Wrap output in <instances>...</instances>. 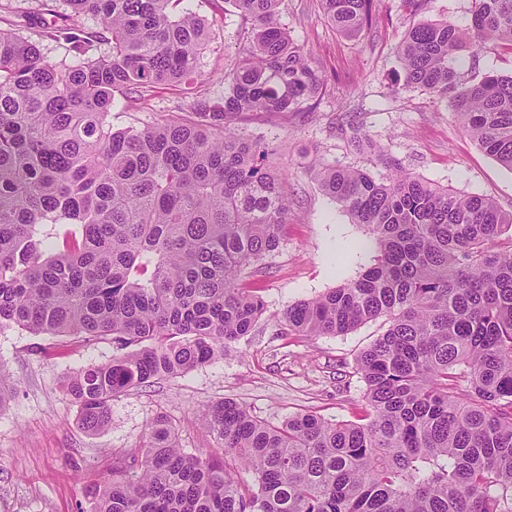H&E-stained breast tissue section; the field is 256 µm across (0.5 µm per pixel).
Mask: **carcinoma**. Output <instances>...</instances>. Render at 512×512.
<instances>
[{"label":"carcinoma","instance_id":"1","mask_svg":"<svg viewBox=\"0 0 512 512\" xmlns=\"http://www.w3.org/2000/svg\"><path fill=\"white\" fill-rule=\"evenodd\" d=\"M67 2L72 15L43 37L68 43L69 61L0 29V330L112 345L66 383L81 429L97 433L113 400L224 357L263 314L243 279L285 235L288 173L235 123L295 112L323 80L278 24L282 0H225L250 36L224 99L185 122L115 129L116 92L199 76L208 25L174 11L182 0ZM319 2L348 37L371 20L373 0ZM95 42L109 50L86 56ZM489 42L512 51V0H474L465 30H408L395 86L450 100L465 134L512 170V76L462 72ZM317 180L378 255L358 279L288 305L281 325L339 335L386 319L356 361L365 422L272 425L225 398L203 415L217 443L204 456L161 416L114 458L96 512H512V213L405 172L378 182L324 166Z\"/></svg>","mask_w":512,"mask_h":512}]
</instances>
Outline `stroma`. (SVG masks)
<instances>
[{"mask_svg": "<svg viewBox=\"0 0 512 512\" xmlns=\"http://www.w3.org/2000/svg\"><path fill=\"white\" fill-rule=\"evenodd\" d=\"M187 6L208 22L199 77L142 95L116 93L114 128L188 119L197 104L223 98L224 73L236 62L247 27L224 0H187ZM472 9L473 0H422L416 10L405 0H376L371 28L350 39L324 18L318 0H283L278 22L310 54L325 85L310 107L237 124L246 138L274 147L275 162L288 172L286 234L249 277L263 315L250 334L225 346L222 358L114 400L110 426L96 434L79 427L65 384L77 370L111 359V345L34 336L16 326L0 330V365L15 382L13 398L0 409V512H96L93 492L111 479L113 458L142 447L160 414L176 421L179 444L189 453L215 447L201 419L224 398L273 425L298 413L361 421L366 403L355 360L384 332L383 319L339 336H286L279 324L289 304L357 279L377 254L366 227L321 191L307 163L317 158L379 181L400 168L512 212V170L462 131L449 104L422 89L393 88L407 30L430 21L464 29ZM69 11L66 0H0V27L38 44L55 62L65 50L41 31ZM464 71L476 80L511 75L512 54L485 45ZM356 136L363 147L354 146Z\"/></svg>", "mask_w": 512, "mask_h": 512, "instance_id": "1", "label": "stroma"}]
</instances>
